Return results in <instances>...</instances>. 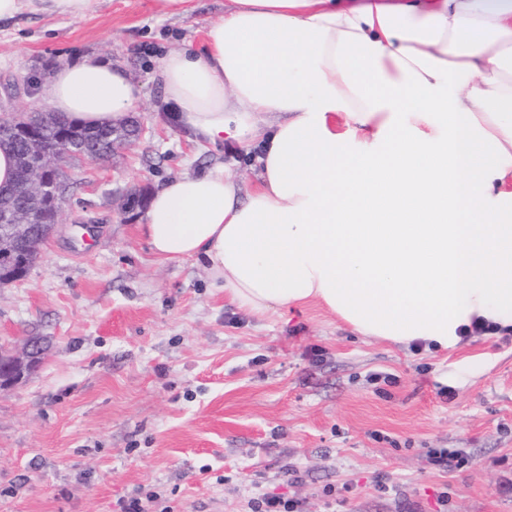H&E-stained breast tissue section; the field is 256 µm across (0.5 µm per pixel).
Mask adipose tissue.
I'll return each mask as SVG.
<instances>
[{
    "mask_svg": "<svg viewBox=\"0 0 512 512\" xmlns=\"http://www.w3.org/2000/svg\"><path fill=\"white\" fill-rule=\"evenodd\" d=\"M97 0H0L81 17ZM201 49L161 57L176 121L257 150L152 191V252L201 257L238 307L314 302L356 334L440 351L512 333V0H227ZM112 60L59 62L45 105L78 125L135 111Z\"/></svg>",
    "mask_w": 512,
    "mask_h": 512,
    "instance_id": "ef3b65f1",
    "label": "adipose tissue"
}]
</instances>
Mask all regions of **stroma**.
<instances>
[{
    "mask_svg": "<svg viewBox=\"0 0 512 512\" xmlns=\"http://www.w3.org/2000/svg\"><path fill=\"white\" fill-rule=\"evenodd\" d=\"M194 4L185 18L99 0L82 18L0 22V85L25 78L23 104L48 65L96 54L141 84L146 126L112 162L71 166L61 224L0 288V345L44 348L36 373L0 391V512H116L131 498L251 512L262 493L305 512H512V334L434 352L355 335L315 304L255 315L204 260H158L143 209L119 214L122 195L217 164L257 182L255 150L199 145L165 101L157 59L201 47L224 10Z\"/></svg>",
    "mask_w": 512,
    "mask_h": 512,
    "instance_id": "1",
    "label": "stroma"
}]
</instances>
